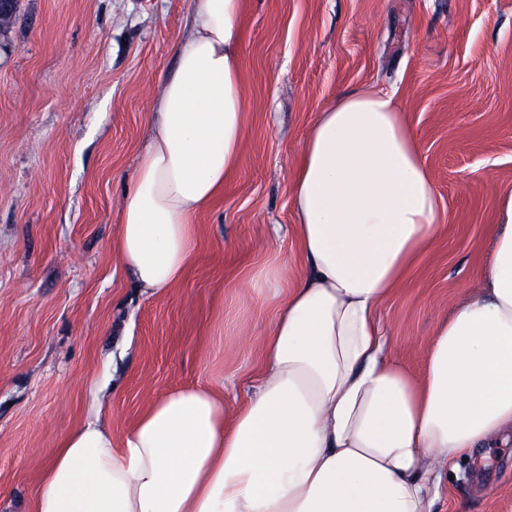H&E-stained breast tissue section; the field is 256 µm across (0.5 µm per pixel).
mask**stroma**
Segmentation results:
<instances>
[{
    "label": "stroma",
    "instance_id": "stroma-1",
    "mask_svg": "<svg viewBox=\"0 0 512 512\" xmlns=\"http://www.w3.org/2000/svg\"><path fill=\"white\" fill-rule=\"evenodd\" d=\"M190 0H19L0 34V512H24L63 435L103 407L114 439L178 386L251 390L271 289L303 272L291 179L319 112L366 85L408 112L443 226L380 321L421 375L475 290L493 185L512 187V0H243L246 137L197 220L184 280L147 296L112 252L123 194ZM434 512H512V434L443 479Z\"/></svg>",
    "mask_w": 512,
    "mask_h": 512
}]
</instances>
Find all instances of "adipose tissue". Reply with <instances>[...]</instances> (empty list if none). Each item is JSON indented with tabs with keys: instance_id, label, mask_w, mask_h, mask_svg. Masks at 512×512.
<instances>
[{
	"instance_id": "ef3b65f1",
	"label": "adipose tissue",
	"mask_w": 512,
	"mask_h": 512,
	"mask_svg": "<svg viewBox=\"0 0 512 512\" xmlns=\"http://www.w3.org/2000/svg\"><path fill=\"white\" fill-rule=\"evenodd\" d=\"M242 0H191L156 94L112 250L142 293L181 282L198 215L224 194L246 134ZM480 291L434 331L421 379L377 313L435 242L443 209L409 115L350 91L308 129L291 186L304 272L267 267L274 315L252 393L232 415L211 387L152 401L113 441L93 418L43 467L31 512H432L446 472L512 431V188Z\"/></svg>"
}]
</instances>
